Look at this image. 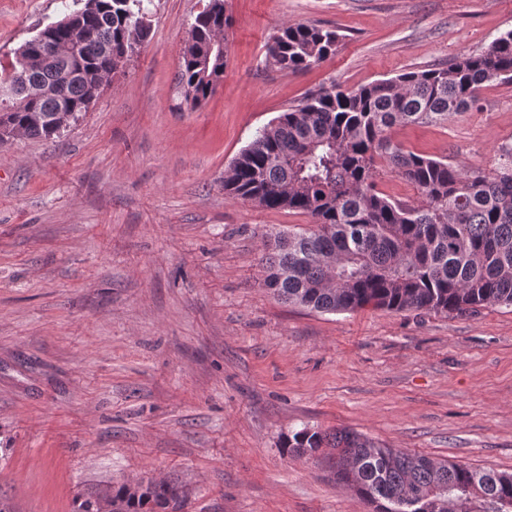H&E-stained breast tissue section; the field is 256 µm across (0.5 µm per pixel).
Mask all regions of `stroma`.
Here are the masks:
<instances>
[{"mask_svg": "<svg viewBox=\"0 0 512 512\" xmlns=\"http://www.w3.org/2000/svg\"><path fill=\"white\" fill-rule=\"evenodd\" d=\"M206 0H150L151 32L51 139L0 142V512H78L164 480L182 512H372L302 428H346L436 461L512 473V307L326 314L264 285V234L307 215L224 193L229 163L324 86L447 66L512 30V0H226L224 80L189 109L180 52ZM72 0H0V70ZM286 23L341 36L301 71L268 63ZM414 152L488 169L512 83Z\"/></svg>", "mask_w": 512, "mask_h": 512, "instance_id": "stroma-1", "label": "stroma"}]
</instances>
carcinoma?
Masks as SVG:
<instances>
[{
  "label": "carcinoma",
  "mask_w": 512,
  "mask_h": 512,
  "mask_svg": "<svg viewBox=\"0 0 512 512\" xmlns=\"http://www.w3.org/2000/svg\"><path fill=\"white\" fill-rule=\"evenodd\" d=\"M230 27L225 0H207L191 23L178 84L193 108L224 78L227 48L213 45ZM89 37L70 57L81 76L64 75L56 56L69 32ZM150 34L145 0H85L41 29L16 52L20 68L31 47L28 101L0 102V127L27 137L61 133L59 113L73 119L98 93L92 77L117 69L104 46L137 53ZM339 34L313 25H283L267 60L298 71L330 55ZM491 82L512 83V30L478 54L448 66L377 80L357 89L335 83L307 96L257 131L224 174V192L267 209L310 217L312 227L265 235L264 284L288 304L322 313L371 306L397 312L466 313L485 305L512 306V142L498 147L489 171L406 149L390 131L437 124L479 103ZM415 188L413 203L377 188L376 158ZM299 453L334 448L336 476L375 505V512H512V474L437 462L388 448L356 432L303 428L288 439ZM177 512L174 488L149 485L147 498L116 493L115 512Z\"/></svg>",
  "instance_id": "1"
}]
</instances>
